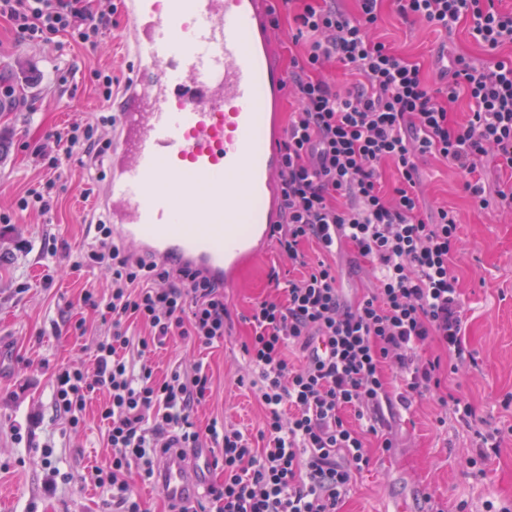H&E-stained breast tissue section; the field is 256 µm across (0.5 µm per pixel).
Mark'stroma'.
<instances>
[{
	"mask_svg": "<svg viewBox=\"0 0 512 512\" xmlns=\"http://www.w3.org/2000/svg\"><path fill=\"white\" fill-rule=\"evenodd\" d=\"M90 5L94 14L109 17V25L95 43L65 52L54 42L16 39L0 18V73L7 74L10 89L0 97V504L6 512H112V492L96 487L92 472L111 454L96 402L88 403L86 425L76 433L51 403L56 368L74 364L92 372L90 348L107 330L80 296L90 289L109 297L110 273L73 267L94 217L83 196L96 183L86 168L65 159L56 171L49 214L17 206L45 175L35 152L48 135L93 123L101 141L112 139L104 118L113 108L99 93V76L111 75L113 91H120L133 61L123 49L119 0ZM376 34L435 77V34L402 24L388 10ZM423 169L427 200L448 205L459 217L455 270L475 361L449 374L448 387L473 405L480 424L472 429L452 418L439 425L430 397L400 412L393 425L396 448L372 449L369 468L355 475L339 512H429L435 503L445 512L512 508V407L503 406L512 398V212L476 206L462 189V176L442 160L426 159ZM273 266L287 270L288 260L270 239L226 290L232 329L224 341L200 349L176 338L148 356L160 378L199 364L211 376V394L194 412L199 427L218 419L247 433L257 430L261 408L237 379L247 372L241 344L251 332L250 308L276 294L267 277ZM79 319L81 334L72 328ZM496 431L499 452L481 467L471 466L483 436ZM47 444L53 447L49 470L42 464Z\"/></svg>",
	"mask_w": 512,
	"mask_h": 512,
	"instance_id": "obj_1",
	"label": "stroma"
}]
</instances>
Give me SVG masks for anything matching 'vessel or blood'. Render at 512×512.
Wrapping results in <instances>:
<instances>
[{"instance_id": "vessel-or-blood-1", "label": "vessel or blood", "mask_w": 512, "mask_h": 512, "mask_svg": "<svg viewBox=\"0 0 512 512\" xmlns=\"http://www.w3.org/2000/svg\"><path fill=\"white\" fill-rule=\"evenodd\" d=\"M123 0L138 64L115 104L99 217L136 255L233 278L281 219L276 198L287 80L272 0ZM167 498L203 482L191 452L155 466Z\"/></svg>"}]
</instances>
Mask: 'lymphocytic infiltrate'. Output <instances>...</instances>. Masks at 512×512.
<instances>
[{
    "label": "lymphocytic infiltrate",
    "instance_id": "f902f5d3",
    "mask_svg": "<svg viewBox=\"0 0 512 512\" xmlns=\"http://www.w3.org/2000/svg\"><path fill=\"white\" fill-rule=\"evenodd\" d=\"M387 1L406 23L444 38L466 23L486 59L449 56L437 82H428L420 65L371 37ZM336 2L277 5L307 45L288 71L297 107L279 143L285 208L272 231L294 273L283 279L271 271V279H282L284 296L254 302L243 344L261 381L257 436L232 425L199 429L191 414L209 394V374L197 367L159 380L146 360L177 336L204 348L222 341L231 328L223 285L134 257L107 224L94 225L79 255L80 266L102 265L112 275L109 298L82 295L85 306L110 319L112 331L93 344L94 375L75 366L56 371L52 406L78 431L90 396L105 392L99 415L112 456L94 474L97 485L111 488L117 512H144L131 473L152 479L156 456L207 442L218 448L214 462L224 472L207 488L217 512H337L355 473L370 462L367 434L343 418L344 410L361 417L393 399L407 409L434 394L458 420L477 421L466 399L446 391L443 368L444 359L461 368L471 357L452 268L459 221L451 208L428 207L420 162H450L476 204L512 208V183L484 179L488 164L512 173V56L501 54L512 47V8L502 0H355L348 13ZM0 17L31 42L63 35L87 44L104 26L84 0H0ZM334 64L354 78L345 90L327 73ZM462 96L473 109L459 121L448 105ZM107 151L90 124L71 125L38 149L50 170L60 158L101 160ZM387 164L395 175L390 189L383 184ZM310 243L322 259L309 260ZM346 248L376 274L354 301L344 296L336 271ZM130 322L146 326L148 336H129ZM433 344L445 357H426ZM390 371L402 381L395 397Z\"/></svg>",
    "mask_w": 512,
    "mask_h": 512
}]
</instances>
